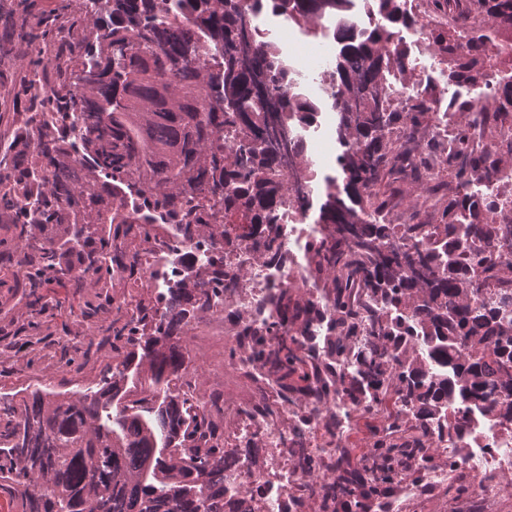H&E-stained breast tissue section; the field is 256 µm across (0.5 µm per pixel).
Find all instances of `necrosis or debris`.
Returning <instances> with one entry per match:
<instances>
[{"label":"necrosis or debris","mask_w":512,"mask_h":512,"mask_svg":"<svg viewBox=\"0 0 512 512\" xmlns=\"http://www.w3.org/2000/svg\"><path fill=\"white\" fill-rule=\"evenodd\" d=\"M402 7L416 18L400 33L408 63L415 67L420 65L417 51L425 44L430 29L444 25L446 19L425 12L417 0H403ZM379 22V16L368 12L365 0H348L340 16L322 20L317 30L324 42L334 43L342 31L356 34ZM292 46L287 39L279 48L281 57L292 63L296 74L288 93L316 107L313 121L297 124L293 134L301 138L308 153L324 158L328 155L327 143L318 131L331 118L333 71L326 67L320 54L299 58ZM423 68L426 79L421 85L389 76L393 106L408 107L427 86L440 89L443 96H456V89L448 82V71L440 62ZM276 222L278 239L271 248L264 235L256 233L220 253L210 240L187 241L172 229L164 241L142 245L137 262L159 299L181 287L188 272L206 271L216 254H223L227 268L246 269L245 277L226 281L215 309L216 318L224 322L225 333L237 345L246 344L247 330H261L275 321L274 310L265 304L269 295L289 288L303 289L314 314L299 331L297 343L304 353H322L333 339V321L327 292L319 288L312 275L307 254V245L319 227L309 223L307 213L292 195L277 209ZM267 398L268 406L262 407L233 394L224 397V445L238 451L236 463L224 471V504L229 512H290L292 497L305 481L295 463L297 450L305 451L315 470L325 473L328 480H336L342 474L337 465L340 448L350 439L353 422L361 415L376 420L383 417L375 404L343 394L330 406L334 425L329 428L319 417L300 421L297 409L280 399L276 386H269ZM467 421L464 436L445 429L422 441L428 453L451 462L449 468H436L426 475L425 484L434 490L436 512H448L451 490L462 483L471 490L473 512H492L491 505L500 496L496 479L512 474V428L476 412L469 414ZM257 445L272 449L274 455L268 469L262 472L250 464L251 452ZM462 445L467 451L461 455L457 449Z\"/></svg>","instance_id":"necrosis-or-debris-1"}]
</instances>
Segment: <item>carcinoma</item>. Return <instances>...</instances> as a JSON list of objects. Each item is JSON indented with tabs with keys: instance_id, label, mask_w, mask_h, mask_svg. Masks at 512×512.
Masks as SVG:
<instances>
[{
	"instance_id": "obj_1",
	"label": "carcinoma",
	"mask_w": 512,
	"mask_h": 512,
	"mask_svg": "<svg viewBox=\"0 0 512 512\" xmlns=\"http://www.w3.org/2000/svg\"><path fill=\"white\" fill-rule=\"evenodd\" d=\"M263 0H60L50 10L22 7L0 24V88L8 109L0 112V138L10 153L0 158V288L15 303L0 308L27 313L26 339L0 350V374L23 352L33 367L53 343L44 339L49 312L61 302L48 288H95L63 336H88L95 329L112 341V351L142 347L148 388L112 413L123 371L108 368L99 389L55 399L40 387L0 407V490L19 498L22 512H225L224 398L210 395L199 411L172 388L190 362L185 342L207 318L224 280L237 273L213 260L205 275L177 288L151 308L137 302V316L114 319L119 297L131 293L145 272L134 257L141 239H159L169 226L186 239L208 234L220 246L264 229L277 235L273 213L292 191L313 182L302 143L270 132L310 121L314 109L290 99L288 68L270 42L250 43L244 63L236 55L240 22ZM305 32L318 19L343 12L347 0H268ZM385 23L359 35L339 37L336 143L341 177L327 175L316 223L323 233L309 244L311 272L327 284L336 340L327 356L341 357L358 336H368L353 371L332 375L326 362L304 354L290 337L312 309L291 304L286 292L271 303L277 320L273 337L250 332L252 358L269 374L291 382L288 390L309 391L328 406L343 392L377 403L396 397L404 410L420 413L401 420V436L429 435L427 424L446 421L456 403L512 425V263L500 267L472 249L489 248L509 228L494 220L498 198L469 190L495 170H512L511 158L492 161L469 150L473 126L490 124L489 113L451 102L448 146L418 134L436 120L432 93L404 111L387 100L384 72L407 75L406 50L398 29L413 17L400 0H366ZM425 10H458L465 20L490 18L495 26L466 42L448 39L442 28L432 44L449 59L448 81L483 76L487 47L512 64V0H424ZM236 132L224 137V129ZM292 179H277L283 159ZM414 161L425 201L450 193L433 224L382 218L396 170ZM444 168L449 180L436 178ZM314 194L299 197L313 208ZM133 199V211L121 204ZM249 218L230 237L224 216ZM438 232L429 245L412 251L387 245L400 237L416 240ZM381 300V307L357 305L354 290ZM420 333L421 353L408 337ZM151 335L144 341L142 337ZM435 360L443 374L431 384L419 380L424 363ZM405 448L382 438L362 457H389ZM353 449H341L345 476L328 483L310 477L304 492L335 504L352 502L360 512L387 496L400 472L383 469L363 484L351 469Z\"/></svg>"
}]
</instances>
